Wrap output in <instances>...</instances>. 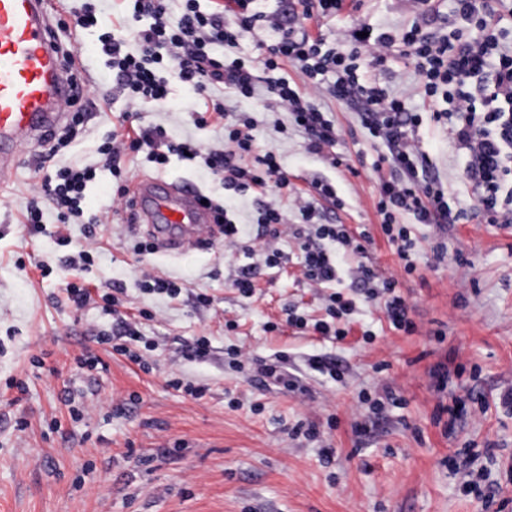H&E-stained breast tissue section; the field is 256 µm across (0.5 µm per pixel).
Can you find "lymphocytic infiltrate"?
I'll return each instance as SVG.
<instances>
[{"label": "lymphocytic infiltrate", "instance_id": "f902f5d3", "mask_svg": "<svg viewBox=\"0 0 512 512\" xmlns=\"http://www.w3.org/2000/svg\"><path fill=\"white\" fill-rule=\"evenodd\" d=\"M258 2L227 0L225 5L214 2L204 8L200 0H181V9L173 17L168 0H128L127 24L121 28L89 9L74 14L75 28L98 30L100 50L115 89L126 101L122 119L128 129L111 132L100 145L104 164L120 177L127 172L124 159L130 155L146 153L158 169L171 157L184 156L191 162L202 160L224 187L250 194L274 191L275 200L259 211L258 221L268 232L260 246L263 262L237 270L231 287L241 296H253L259 268L280 267L283 252L275 242L285 237L301 252L303 278L333 288L325 298V318L311 322L290 309L286 312L289 327L340 342L349 334L342 319L363 303L380 306L395 330L413 333L416 324L407 299L397 290L398 279L378 272L369 261L373 243L369 232L355 235L346 225L317 222L315 199H299L301 220L289 222L277 200L290 185L288 175L274 151L256 152L252 117L230 112L225 101L206 100L192 112L193 123L205 127L214 116L224 127L223 148L206 149L174 137L163 125L140 126L139 114L143 105L159 106L168 99L167 76L171 73L202 96L222 86L231 89L235 97H253L257 89L253 66L241 60L225 61L224 46L236 43L245 33L255 34L267 26L277 29V41L268 45L261 60L268 73L264 109L287 113L289 123L278 126V133H301L310 154L330 158L332 166L338 167L343 160L334 151L336 126L314 100L326 93L345 104L362 103L361 122L386 146L382 160L391 169L390 176L378 178L381 230L394 246L404 272L410 274L416 269L415 241L410 229L397 223V214L410 213L416 223L440 231L456 218L433 174L430 156L419 147L420 116L409 108L406 95L381 86L371 74L386 70L397 55L413 61L418 94L447 102L446 108L434 109L432 118L468 156L465 174L477 190L479 213L488 223L511 224L512 191L503 192L502 187L506 176L512 175V0H452L445 15L433 0H422L408 24L375 34L369 24L355 21L341 29L328 48L321 39L310 36L304 23L313 18H336L344 0H299L302 21L288 28L278 17L260 11ZM229 15L234 17V25H227ZM285 62L307 78V90L280 76ZM95 177V167H67L59 171L57 183H44V195L62 220L82 217L84 191ZM343 247L358 259L355 285L347 294L335 288L340 281L338 251ZM101 299L103 312L115 316L116 321L111 332L98 336V343L111 346L140 369H148L143 355L130 348L142 339L138 322L119 315L121 300L116 294L107 292ZM226 355L229 365L237 369L252 363L250 381L254 385L273 383L290 392L300 388L298 378L285 368L287 356L257 358L238 346L229 348Z\"/></svg>", "mask_w": 512, "mask_h": 512}]
</instances>
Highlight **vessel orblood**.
<instances>
[{
  "label": "vessel or blood",
  "mask_w": 512,
  "mask_h": 512,
  "mask_svg": "<svg viewBox=\"0 0 512 512\" xmlns=\"http://www.w3.org/2000/svg\"><path fill=\"white\" fill-rule=\"evenodd\" d=\"M68 75L48 35L47 0H0V175L21 160L25 145L43 141L68 114ZM131 204L164 250L181 254L198 246L212 226L188 183L142 176Z\"/></svg>",
  "instance_id": "vessel-or-blood-1"
}]
</instances>
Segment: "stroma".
<instances>
[{
  "instance_id": "35a3bbf8",
  "label": "stroma",
  "mask_w": 512,
  "mask_h": 512,
  "mask_svg": "<svg viewBox=\"0 0 512 512\" xmlns=\"http://www.w3.org/2000/svg\"><path fill=\"white\" fill-rule=\"evenodd\" d=\"M413 9V0H345L336 21L311 20L307 27L329 45L351 20L384 31L407 22ZM60 39L95 67L83 99L94 104L96 115L84 138L47 161L39 159L40 145L25 146L22 163L0 180V512H485L457 473L470 460L487 466L489 483L507 499L505 512H512V406L502 404L512 393V226L474 219L477 194L463 176L465 157L416 94L408 60L399 59L377 79L406 92L420 113L422 149L436 164L452 211L465 215L440 238L448 255L435 270L426 263L440 240L432 228L409 214L397 217L417 242L420 261L410 275L401 272L380 230L373 164L385 148L369 136L354 107L320 98L339 131L335 151L345 163L335 168L307 153L302 136L279 138L261 100L236 104L258 120L257 146L279 154L300 192H311L317 179L335 182L342 207L323 200L320 211L333 223L370 229L374 265L397 272L413 307L416 330L408 335L391 330L379 308L360 306L352 333L337 344L288 329L264 330L286 305L313 318L323 314L314 288L297 279L299 252L292 243L280 244L281 271L262 270L259 296L243 298L230 278L246 258L225 253L222 234L181 255L139 253L136 245L146 235L128 231L109 170L98 172L83 203L98 219L92 265L78 271L67 266L66 257L86 242L85 227L62 225L49 203L41 205V231L30 233L24 213L43 179L61 167L96 163L103 135L120 125L125 108L120 97L109 105L101 101L113 79L96 50V33L80 30ZM196 101L191 89L173 83L167 104L145 108L142 122L164 124L181 139L217 143L219 128L191 122ZM354 165L359 175L351 174ZM162 175L219 199L242 243L258 245L256 198H239L204 179L199 166L175 158ZM61 227L70 245L58 241ZM460 258L469 263V276H462ZM153 271L184 284V292L175 299L143 293L140 280ZM69 282L121 286L134 305L154 313L143 326L156 345L148 355L151 371L105 355L93 335L111 327L112 318L94 304L72 307L64 291ZM197 293L212 298L210 308H195ZM228 321L236 322L235 330L225 329ZM366 326L373 338H363ZM197 336L210 338L213 360L183 359L185 345ZM232 345L262 357L287 353L303 392L255 387L245 372L225 366ZM314 354L336 359L342 380L311 374L306 360ZM90 355L102 357L103 368L82 367ZM443 361L464 371L439 392L429 371ZM174 371L205 386L206 395L196 399L168 387ZM20 381L25 391H18ZM384 383L404 403L372 412L360 396L375 394ZM454 404L460 412L448 431L433 416L437 407ZM331 415L336 428L320 440L288 434L298 419L322 425ZM22 418L28 426L21 431L16 423ZM358 422L365 431L355 430ZM327 448L328 459L322 455Z\"/></svg>"
}]
</instances>
